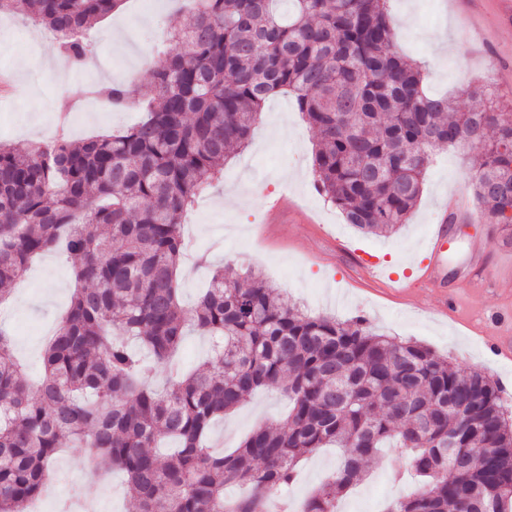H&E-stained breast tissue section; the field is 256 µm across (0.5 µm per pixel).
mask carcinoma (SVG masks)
<instances>
[{"instance_id":"obj_1","label":"carcinoma","mask_w":512,"mask_h":512,"mask_svg":"<svg viewBox=\"0 0 512 512\" xmlns=\"http://www.w3.org/2000/svg\"><path fill=\"white\" fill-rule=\"evenodd\" d=\"M121 0H0L57 35L80 70V34ZM388 0H196L157 57L147 93L123 81L64 93L62 121L86 94L143 117L116 135L67 132L17 152L0 142V304L47 252L74 261L80 287L49 337L44 376L28 386L0 326V512H29L69 442L125 473L139 512H269L299 461L336 448V471L299 512H336L366 463L398 448L419 481L386 512H512V421L498 387L430 348L365 320L310 315L253 271L212 276L197 304L179 300L182 217L222 177L266 102L294 97L316 132L319 191L346 223L391 235L423 188L430 153L481 150L472 188L512 244V112L460 111L425 86L396 46ZM214 355L171 364L186 329ZM169 371L163 391L153 365ZM274 386L290 411L234 451L206 444L214 421Z\"/></svg>"}]
</instances>
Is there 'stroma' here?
<instances>
[{"label": "stroma", "instance_id": "stroma-1", "mask_svg": "<svg viewBox=\"0 0 512 512\" xmlns=\"http://www.w3.org/2000/svg\"><path fill=\"white\" fill-rule=\"evenodd\" d=\"M187 7L186 0H151L147 7L142 0H123L121 11L86 31L93 46L86 67L76 71L65 63L53 77L40 65L56 46L50 32L0 16V74L7 76L0 82V141L23 151L48 139L56 125V100L68 85L131 79L148 89L150 47L183 24ZM390 11L400 50L423 67L431 92L449 95L458 109L467 110L483 104L470 96V85L486 82L504 110L512 112V21L500 19L495 0H471L464 7L457 0H391ZM138 118L137 111L113 112L87 100L75 114L72 136L107 135ZM315 144V132L292 97L279 95L266 103L247 147L226 159L222 179L198 199L181 226L188 246L209 258L204 267L182 265L181 303L195 305L213 270L251 268L308 312L341 321L363 317L376 332L420 342L460 369L480 372L499 383L502 400L512 408V359L493 356L483 344L495 317L512 319V246L500 241L497 225L482 219L473 195L470 176L479 150L467 145L436 149L407 223L395 234L376 236L346 224L339 209L317 192L311 163ZM282 193L297 201L299 211L290 223H267L266 213ZM453 202L469 210L470 220L450 227L443 267L456 297L453 311L444 314L439 289L419 282L415 264L424 257L434 224ZM476 239L489 244L499 286H478L466 276L469 244ZM363 259L384 266L389 278L364 276ZM396 277L410 281V288L395 290ZM74 286L71 262L45 255L0 304V324L15 334L14 355L28 382L40 376L44 346ZM287 410L277 390L259 389L212 427L210 443L218 451L235 448L256 425L276 422ZM395 455L390 449L373 460L368 477L339 498L337 512H378L385 501L408 492L413 478ZM337 465L331 449L303 460L289 501L300 504ZM97 488L100 512H135L122 473L99 477Z\"/></svg>", "mask_w": 512, "mask_h": 512}]
</instances>
